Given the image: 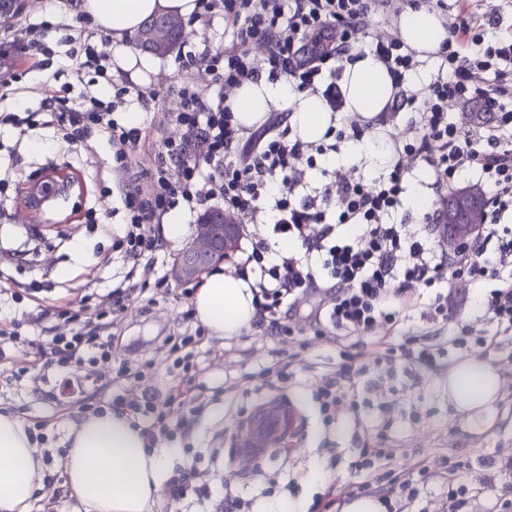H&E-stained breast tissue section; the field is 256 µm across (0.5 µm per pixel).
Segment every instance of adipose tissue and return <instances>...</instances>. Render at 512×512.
<instances>
[{
    "instance_id": "obj_1",
    "label": "adipose tissue",
    "mask_w": 512,
    "mask_h": 512,
    "mask_svg": "<svg viewBox=\"0 0 512 512\" xmlns=\"http://www.w3.org/2000/svg\"><path fill=\"white\" fill-rule=\"evenodd\" d=\"M83 11L116 41L114 57L134 58L124 45L149 17L171 13L190 17L195 0H84ZM399 29L406 44L419 52L438 50L446 37L439 15L422 7L404 12ZM347 111L371 117L393 97L392 81L383 63L368 54L347 66L343 79ZM287 100L296 101L290 123L306 140L322 136L329 109L318 96L296 90L292 82L244 84L230 98L236 121L260 125L269 112ZM247 282L215 269L193 298L195 316L213 335L234 337L248 330L256 315ZM499 391V372L478 357L460 360L448 371V396L473 427L490 416ZM64 459L67 482L83 512H161L165 475L176 451L148 450L142 430L119 412L90 415L72 423ZM44 466L27 423L0 412V512H31L35 493L43 487Z\"/></svg>"
}]
</instances>
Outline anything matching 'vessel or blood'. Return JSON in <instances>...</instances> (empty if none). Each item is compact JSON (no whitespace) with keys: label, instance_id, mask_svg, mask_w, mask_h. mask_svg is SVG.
<instances>
[{"label":"vessel or blood","instance_id":"obj_1","mask_svg":"<svg viewBox=\"0 0 512 512\" xmlns=\"http://www.w3.org/2000/svg\"><path fill=\"white\" fill-rule=\"evenodd\" d=\"M63 192L57 175H49L43 184L26 192L29 206H47L55 202ZM296 430V412L293 406L280 402L266 403L255 410L241 427L242 451L256 460H263L275 451L277 443L286 434Z\"/></svg>","mask_w":512,"mask_h":512}]
</instances>
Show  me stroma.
Instances as JSON below:
<instances>
[{
	"mask_svg": "<svg viewBox=\"0 0 512 512\" xmlns=\"http://www.w3.org/2000/svg\"><path fill=\"white\" fill-rule=\"evenodd\" d=\"M16 5L14 24L28 28L35 40L41 39L44 25L51 23L59 28L77 23L76 12L67 0H16ZM70 67L65 53L57 52L51 68L23 75L20 84L49 90L66 83L70 97H79L87 86L71 79ZM184 78L174 57L151 55L129 69L108 67L94 90L105 100L118 83L157 92L154 112L141 115L140 124L146 127L159 123L164 113L175 109L171 88ZM105 151V145L95 138L76 150L53 130L37 129L17 155L0 158V166L10 171L7 183L0 184V245L10 246L29 234L44 240L41 249L31 253L13 273L23 284L41 282V303L22 297L0 308L1 318L30 313L41 316L43 326L54 333H62L66 327L56 316L61 303L84 295L92 280H99L104 288L123 280L129 266L121 258L104 266L99 263L112 250V237L102 230L99 221L117 201L104 190L118 186L116 178L101 177L96 172L95 161ZM52 172L68 182L65 201L45 213L27 210L19 198L22 188ZM78 242L84 244L86 256L75 252ZM62 268L67 271L63 277L58 274ZM184 289V284L172 282L167 292L139 295L110 326L112 335L122 339V347L116 348L110 360L99 364L96 380L74 386L71 392L63 393L49 385L34 386L32 379L39 369L32 366L29 349L10 351L0 361V366L6 368L15 363L28 368L20 382L0 385V410L14 412L28 421L38 448L51 457L45 470L53 480L42 489L44 499L39 512H72L74 506L65 485L63 465L67 420L111 407L117 395L146 387L155 392L156 412L169 425L170 435L163 445L177 449V467L188 473L210 471L212 449L224 452L223 467L211 472L210 494L201 505L203 512H215L228 484L236 487L244 500L255 504L301 496L306 512H322L323 503H347L351 480L347 465L364 440L389 448L395 465L402 468L426 460L429 469L424 480L435 498L448 491V477L439 469L441 458L462 461L458 478L476 486L484 476L479 460L494 456L504 472L485 497L512 499V362L497 366L501 390L493 404L494 422L485 431L467 430L448 398L447 368L459 357L452 350L443 358V369L420 375L399 370L386 378L380 394L371 395L370 405L361 410L367 431L359 439L345 418L324 425L312 401L313 390L334 378L340 363L331 340L316 338L299 324L294 325L291 335L276 338L259 328L239 337L212 336L198 320H184L183 313L191 304ZM482 291L479 284L467 288L458 321L434 320L418 311L403 322L402 335L456 334L458 322L479 318L481 311L475 300ZM181 334L193 336L194 357L190 369L175 377L170 372L174 356L160 339ZM176 382L192 397L193 411L167 406L168 389ZM281 395L299 409L301 419L295 437L267 459L266 474L261 477L254 474L253 462L240 456L235 446L237 411ZM317 464L326 471V480L303 487L302 478Z\"/></svg>",
	"mask_w": 512,
	"mask_h": 512,
	"instance_id": "35a3bbf8",
	"label": "stroma"
}]
</instances>
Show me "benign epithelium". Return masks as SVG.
Masks as SVG:
<instances>
[{
  "label": "benign epithelium",
  "instance_id": "obj_1",
  "mask_svg": "<svg viewBox=\"0 0 512 512\" xmlns=\"http://www.w3.org/2000/svg\"><path fill=\"white\" fill-rule=\"evenodd\" d=\"M140 50L150 54H163L168 48V38L162 33L150 39H143ZM479 209L472 204L463 211L456 222L448 225L445 244L448 250L455 251L458 245L466 242L478 232ZM240 224L236 218L224 214L222 209H211L197 221L195 230L180 250L171 268L170 275L177 282L197 280L217 260L224 259L236 248Z\"/></svg>",
  "mask_w": 512,
  "mask_h": 512
}]
</instances>
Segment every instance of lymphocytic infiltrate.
<instances>
[{"label": "lymphocytic infiltrate", "mask_w": 512, "mask_h": 512, "mask_svg": "<svg viewBox=\"0 0 512 512\" xmlns=\"http://www.w3.org/2000/svg\"><path fill=\"white\" fill-rule=\"evenodd\" d=\"M437 10L447 32L436 54L438 68L427 86L409 77L416 53L391 19L409 9ZM512 0H196L192 36L209 42L215 19L224 21V48L181 56L191 79L174 86L177 111L163 115L175 135L153 138L148 129L120 118L129 96L151 109L156 95L114 90L106 107L87 108L69 98L42 97L36 111L46 125L65 131L74 143L98 135L112 149L119 177V204L127 220L115 241L132 266L154 264L166 241L165 216L181 208L194 213L222 206L252 224L251 249L233 261L234 274L252 279L257 327L279 335L287 319L308 299L305 316L317 330H330L337 344L382 335L380 360L416 369H437L446 349L473 341L480 355L496 356L512 343V28L504 13ZM14 0H0V30L12 34L0 48V100L13 94L15 63H28L41 42L27 40L12 23ZM385 65L395 88L383 112L367 119L343 113L339 79L345 65L365 54ZM288 80L297 90L320 95L340 113L323 138L294 134L288 111L276 112L258 128L235 122L229 95L245 83ZM407 115L410 137H390L386 172L366 179L358 166L310 172L316 156L339 153L363 140L374 126H393ZM434 175L431 208L416 230L395 222L416 166ZM465 180L479 184L487 201L480 231L458 253L443 243L444 205ZM297 243L294 251L269 255V240ZM480 284L485 328L463 326L461 335L428 344L420 337L396 341L398 325L420 307L438 318L456 311L440 284ZM76 324L71 336L51 339L58 367L83 364L80 346L109 350L107 324L94 334L79 331V313L60 311ZM366 364L341 365L320 396L324 408L355 414L374 381ZM354 493L380 487L386 512H406L420 494L416 462L394 477L393 456L384 448L362 449L351 462Z\"/></svg>", "instance_id": "1"}]
</instances>
